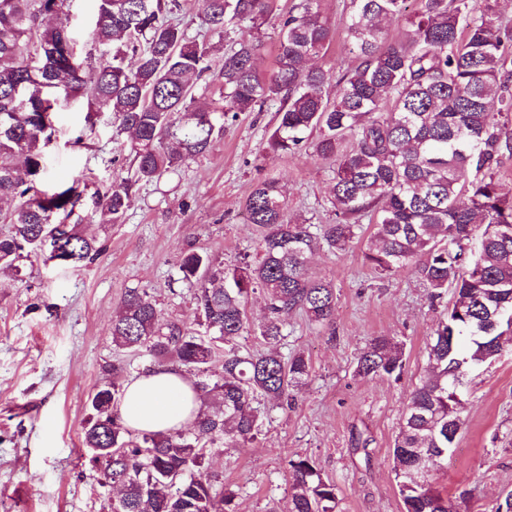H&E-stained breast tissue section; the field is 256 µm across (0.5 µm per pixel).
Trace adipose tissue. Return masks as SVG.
<instances>
[{
	"label": "adipose tissue",
	"instance_id": "obj_1",
	"mask_svg": "<svg viewBox=\"0 0 512 512\" xmlns=\"http://www.w3.org/2000/svg\"><path fill=\"white\" fill-rule=\"evenodd\" d=\"M197 407L190 380L176 367L160 364L127 384L120 413L129 429L164 432L190 424Z\"/></svg>",
	"mask_w": 512,
	"mask_h": 512
}]
</instances>
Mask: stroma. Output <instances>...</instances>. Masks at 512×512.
<instances>
[{
	"label": "stroma",
	"instance_id": "stroma-1",
	"mask_svg": "<svg viewBox=\"0 0 512 512\" xmlns=\"http://www.w3.org/2000/svg\"><path fill=\"white\" fill-rule=\"evenodd\" d=\"M344 8L345 0H322L335 35L314 63L326 70L349 55ZM276 110L269 103L225 117L205 156L137 183L122 223L95 225L105 249L92 263L72 268L42 255L23 261L20 272L0 270V512H110L113 491L99 485L82 438L89 397L113 365L136 375L151 364L112 342V317L126 288L147 289L166 318L195 327L194 292L175 279L179 257L192 247L228 265L255 254L258 232L247 224L243 202L265 179L284 184L290 217L335 222L333 162L309 143L292 155L272 153L267 139ZM86 113L80 101L56 113L43 188L79 176L103 190L133 174L110 113L97 115L95 134L73 145ZM362 250L357 239L345 251L312 254V272L336 287L335 316L320 328L302 313L289 314L278 347L284 356L305 352L308 380L291 402L269 410L256 440L210 455L211 473L237 493L238 512H288L287 462L298 456L313 458L336 484L339 512H402L392 451L445 303L431 301L410 270L378 275L363 264ZM375 336L404 342L399 379L354 377L356 357ZM462 417L434 485L451 498L469 491L461 512H495L502 492L512 490V343L474 371Z\"/></svg>",
	"mask_w": 512,
	"mask_h": 512
}]
</instances>
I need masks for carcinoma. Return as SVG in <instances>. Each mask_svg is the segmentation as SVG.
<instances>
[{
    "instance_id": "obj_1",
    "label": "carcinoma",
    "mask_w": 512,
    "mask_h": 512,
    "mask_svg": "<svg viewBox=\"0 0 512 512\" xmlns=\"http://www.w3.org/2000/svg\"><path fill=\"white\" fill-rule=\"evenodd\" d=\"M66 2L0 0V198L16 201L10 229L0 233L1 270L20 272L18 262L46 245L50 258L73 267L94 259L101 251L90 231L95 215L120 223L131 186L204 156L230 112L277 102L268 148L293 154L316 132L315 152L336 165L329 199L335 223L288 220L283 186L266 179L245 200L260 233L256 257L225 266L205 251L182 252L178 281L194 289L197 328L165 318L146 289H126L112 342L196 371L203 408L190 432H132L120 413L129 370L112 366L83 428L101 484L121 487L112 512H236L237 493L209 473L211 449L255 440L265 412L254 403L281 404L309 378L304 353L284 358L277 351L284 315L298 310L312 323L333 320L336 288L310 273L308 259L320 247L345 250L365 219L373 222L366 265L387 276L412 270L433 301L453 290L427 345L431 373L410 394L393 457L403 512H457L432 477L447 467L464 425L469 376L501 355L503 316H512V196L494 179L500 157L512 151L498 120L512 112L504 81L512 52L495 0H484L477 13L470 0H415L412 10L409 0H349L343 25L355 64L335 78L307 66L335 34L321 0H301L281 20L267 75L256 59L270 0H205L202 38L177 22L179 0H96L92 42L99 52L83 58L63 18ZM400 16L408 33L386 41L381 21ZM243 23L250 37L214 68L213 38L221 42L226 26ZM204 76L221 84L220 101L192 94ZM61 98L86 102L90 132L93 116L113 114L131 134L136 160L134 178L94 193L92 208L72 224L79 183L50 193L37 188ZM479 224L485 228L477 238ZM255 294L267 309L257 333L267 346L261 353L236 343L250 331L245 304ZM221 350L224 371L213 379L209 367ZM404 366V344L375 336L354 373L397 379ZM288 470L290 512H337L336 484L315 460L290 459Z\"/></svg>"
}]
</instances>
